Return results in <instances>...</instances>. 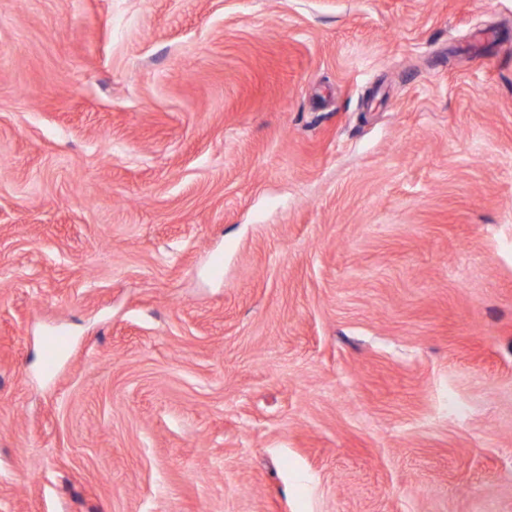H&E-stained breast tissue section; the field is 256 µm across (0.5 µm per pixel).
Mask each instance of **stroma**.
<instances>
[{
	"label": "stroma",
	"mask_w": 512,
	"mask_h": 512,
	"mask_svg": "<svg viewBox=\"0 0 512 512\" xmlns=\"http://www.w3.org/2000/svg\"><path fill=\"white\" fill-rule=\"evenodd\" d=\"M0 512H512V0H0Z\"/></svg>",
	"instance_id": "obj_1"
}]
</instances>
